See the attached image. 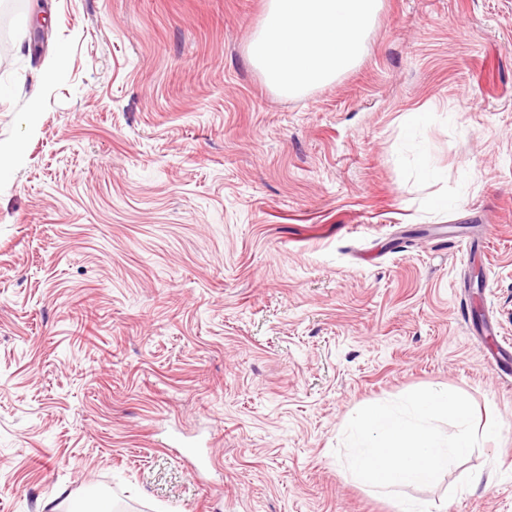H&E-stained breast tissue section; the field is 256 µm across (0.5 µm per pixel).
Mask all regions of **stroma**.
I'll return each mask as SVG.
<instances>
[{
	"mask_svg": "<svg viewBox=\"0 0 512 512\" xmlns=\"http://www.w3.org/2000/svg\"><path fill=\"white\" fill-rule=\"evenodd\" d=\"M267 5L11 13L0 512H396L335 451L437 387L506 437L404 495L512 512V0H382L299 96L248 57Z\"/></svg>",
	"mask_w": 512,
	"mask_h": 512,
	"instance_id": "obj_1",
	"label": "stroma"
}]
</instances>
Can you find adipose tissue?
<instances>
[{
  "label": "adipose tissue",
  "mask_w": 512,
  "mask_h": 512,
  "mask_svg": "<svg viewBox=\"0 0 512 512\" xmlns=\"http://www.w3.org/2000/svg\"><path fill=\"white\" fill-rule=\"evenodd\" d=\"M382 0H268L248 56L267 83L289 96L333 82L351 70Z\"/></svg>",
  "instance_id": "ef3b65f1"
}]
</instances>
